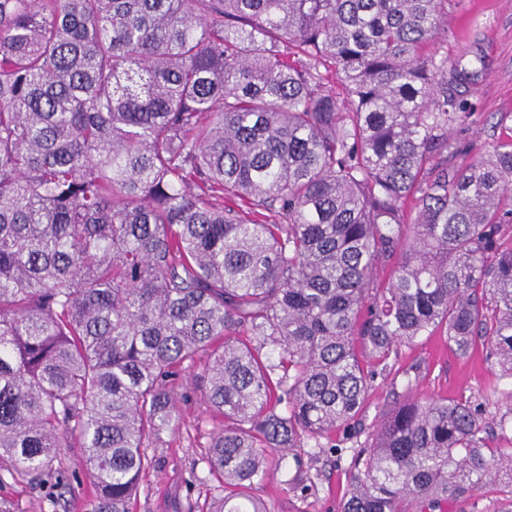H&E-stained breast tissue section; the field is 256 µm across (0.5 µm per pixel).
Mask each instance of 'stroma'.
<instances>
[{
  "instance_id": "obj_1",
  "label": "stroma",
  "mask_w": 512,
  "mask_h": 512,
  "mask_svg": "<svg viewBox=\"0 0 512 512\" xmlns=\"http://www.w3.org/2000/svg\"><path fill=\"white\" fill-rule=\"evenodd\" d=\"M437 48L439 55L462 60L467 69L457 93L469 118L450 128V146L488 149L512 136V130L498 123L500 113H512V0H448ZM205 361V355H198L175 380L179 425L150 442L151 466L129 512H213L223 499L224 487L206 463L212 434L223 421L196 386ZM374 371L363 408V424L370 432L381 411L408 389L423 398L482 404L493 422L512 410V378L503 376L483 347L461 357L443 335L423 336L400 347ZM356 447V440L340 430L321 454L309 447L287 455L269 451L267 475L250 493L268 512H340ZM59 466L63 483L41 486L0 471V500L13 512H88L95 486L82 465L81 448L61 449ZM511 507L512 496L496 480L450 504L448 512H507Z\"/></svg>"
}]
</instances>
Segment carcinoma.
<instances>
[{"label":"carcinoma","mask_w":512,"mask_h":512,"mask_svg":"<svg viewBox=\"0 0 512 512\" xmlns=\"http://www.w3.org/2000/svg\"><path fill=\"white\" fill-rule=\"evenodd\" d=\"M445 2L0 0V470L77 444L127 512L206 353L210 472L266 512V449L365 432L367 362L440 331L512 377V137L448 150ZM488 429L397 399L340 512L512 494Z\"/></svg>","instance_id":"cac0c4a2"}]
</instances>
